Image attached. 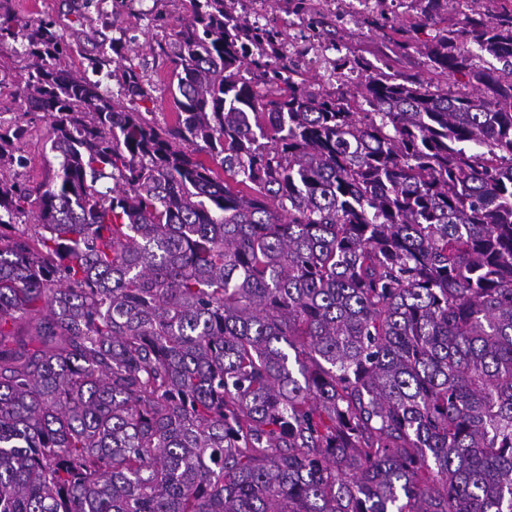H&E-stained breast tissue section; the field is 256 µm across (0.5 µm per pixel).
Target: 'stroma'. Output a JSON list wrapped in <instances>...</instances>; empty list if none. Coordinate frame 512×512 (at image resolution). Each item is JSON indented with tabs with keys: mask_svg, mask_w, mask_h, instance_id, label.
Wrapping results in <instances>:
<instances>
[{
	"mask_svg": "<svg viewBox=\"0 0 512 512\" xmlns=\"http://www.w3.org/2000/svg\"><path fill=\"white\" fill-rule=\"evenodd\" d=\"M237 13L259 18L281 34L292 68L315 87L335 91L346 75L367 70L396 77L416 76L424 80L432 74L425 57L402 47L398 29L417 28L418 43L430 41L436 25L424 18L420 0H232ZM19 23L36 25L55 21L69 46L67 66L80 64L83 56L96 53L101 43L126 36L125 59L110 63L120 71L132 63L143 74L148 100L137 102L139 112L148 114L155 126L173 122L171 107L174 41L169 31L155 27L156 15L170 21L187 17L189 0H10ZM22 45H0V118H11L16 108L12 83L24 64ZM47 119H36L22 144L27 159L24 170L31 184L41 183L56 159L47 141Z\"/></svg>",
	"mask_w": 512,
	"mask_h": 512,
	"instance_id": "35a3bbf8",
	"label": "stroma"
}]
</instances>
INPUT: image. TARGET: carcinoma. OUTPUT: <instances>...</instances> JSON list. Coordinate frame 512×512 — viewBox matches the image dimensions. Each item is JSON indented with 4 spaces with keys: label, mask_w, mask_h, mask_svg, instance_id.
I'll list each match as a JSON object with an SVG mask.
<instances>
[{
    "label": "carcinoma",
    "mask_w": 512,
    "mask_h": 512,
    "mask_svg": "<svg viewBox=\"0 0 512 512\" xmlns=\"http://www.w3.org/2000/svg\"><path fill=\"white\" fill-rule=\"evenodd\" d=\"M4 2L0 512H512V73L469 49L512 63V0L421 49L471 91L334 93L190 0L165 130L121 40L67 68ZM21 38L17 42H7L0 45V118L9 119L15 112V101L11 83L18 79L24 60L20 57L22 52ZM49 122L47 119L37 118L24 140L22 154L27 159V166L22 171L26 179L33 185L41 183L49 167H57V160L50 151V144L47 143V130Z\"/></svg>",
    "instance_id": "carcinoma-1"
}]
</instances>
